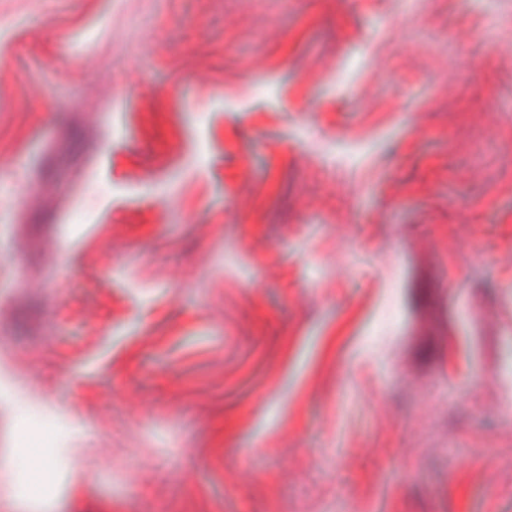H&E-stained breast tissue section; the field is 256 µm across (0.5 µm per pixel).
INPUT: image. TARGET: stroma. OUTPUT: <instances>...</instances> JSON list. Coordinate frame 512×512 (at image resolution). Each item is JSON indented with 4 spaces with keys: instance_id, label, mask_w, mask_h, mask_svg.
I'll return each instance as SVG.
<instances>
[{
    "instance_id": "stroma-1",
    "label": "stroma",
    "mask_w": 512,
    "mask_h": 512,
    "mask_svg": "<svg viewBox=\"0 0 512 512\" xmlns=\"http://www.w3.org/2000/svg\"><path fill=\"white\" fill-rule=\"evenodd\" d=\"M0 31V512H512V0ZM15 447L12 448L13 455L26 460L31 474L30 481L25 485L20 497L31 502L39 501L43 486L52 475V464L45 460L35 448H30L25 443L16 444Z\"/></svg>"
}]
</instances>
